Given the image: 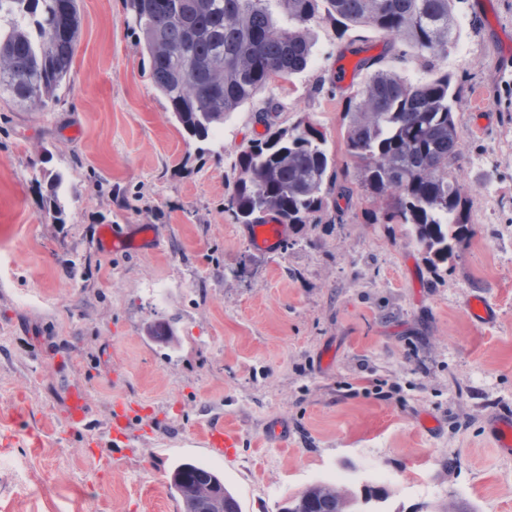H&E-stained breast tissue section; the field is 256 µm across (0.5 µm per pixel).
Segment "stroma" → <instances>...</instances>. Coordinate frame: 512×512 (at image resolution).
<instances>
[{"label":"stroma","mask_w":512,"mask_h":512,"mask_svg":"<svg viewBox=\"0 0 512 512\" xmlns=\"http://www.w3.org/2000/svg\"><path fill=\"white\" fill-rule=\"evenodd\" d=\"M78 9L56 99L0 100V435L14 436L0 443V512H182L170 474L184 462L221 473L242 512L335 481L380 490L377 512H512V452L488 435L512 410V0L455 7L441 65L473 234L435 270L405 227L367 223L374 204L351 178L341 222L284 227L274 250L224 210L239 151L268 129L311 121L351 166L343 117L367 72L336 88L347 44L329 20L307 69L260 93L278 110L245 105L202 141L155 89L124 0ZM103 224L148 226L153 241L102 252ZM475 296L493 324L469 319ZM158 322L172 340L150 336ZM70 385L87 396L83 432L66 423ZM119 396L141 407L126 441L109 431ZM215 419L241 436L219 459L200 440ZM272 420L287 446L265 439Z\"/></svg>","instance_id":"35a3bbf8"}]
</instances>
